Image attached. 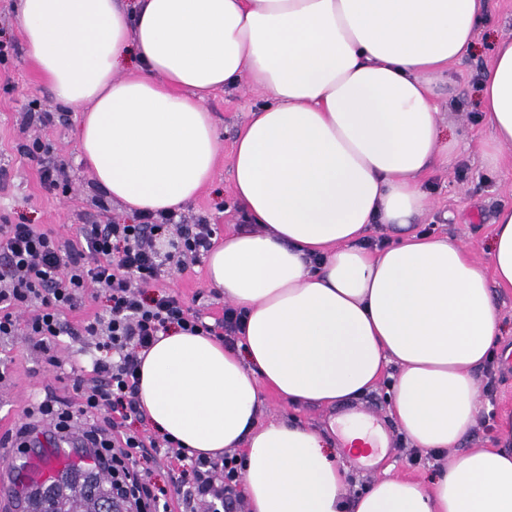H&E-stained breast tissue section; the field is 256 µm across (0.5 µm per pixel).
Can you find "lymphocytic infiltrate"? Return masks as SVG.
<instances>
[{
	"label": "lymphocytic infiltrate",
	"instance_id": "1",
	"mask_svg": "<svg viewBox=\"0 0 512 512\" xmlns=\"http://www.w3.org/2000/svg\"><path fill=\"white\" fill-rule=\"evenodd\" d=\"M169 231L176 239L163 258L155 241ZM214 234L206 220L186 224L172 213L144 214L134 224H87L78 241L64 244L31 224H0V340L22 333L44 351L50 340L78 336L98 352L89 376L74 381L78 405L49 395L26 410L12 441L17 453L27 452L44 426L61 440L77 428L95 466L108 475L113 496L130 512H169L173 493L181 495L188 512L200 503L204 512H224L226 495L242 479L236 456L190 460L166 436H146L130 426L146 417L138 396L139 355L158 337L177 327L231 344L241 329L243 312L228 306L221 320L209 323L157 286L165 267L182 270L207 253ZM99 297L106 301L101 313L76 328L65 321V312ZM146 455L187 467L165 488L138 468V458Z\"/></svg>",
	"mask_w": 512,
	"mask_h": 512
}]
</instances>
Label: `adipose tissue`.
I'll use <instances>...</instances> for the list:
<instances>
[{
    "mask_svg": "<svg viewBox=\"0 0 512 512\" xmlns=\"http://www.w3.org/2000/svg\"><path fill=\"white\" fill-rule=\"evenodd\" d=\"M486 0H17L29 57L80 113V161L126 211L167 213L209 183L219 154L205 96H264L231 157L234 195L261 232L225 237L208 278L246 312L241 339L175 330L144 356L139 397L193 456L242 450L249 512H512V413L496 447L457 451L481 404L479 367L512 291V207L493 219V278L457 244L409 231L421 178L447 162L435 79L468 53ZM133 76L121 77L126 64ZM512 145V39L480 84ZM397 241L368 250L371 225ZM320 257L312 265L311 257ZM414 447L450 455L431 486L377 479L346 498L319 431L260 425L264 389L299 405L355 399L382 378Z\"/></svg>",
    "mask_w": 512,
    "mask_h": 512,
    "instance_id": "obj_1",
    "label": "adipose tissue"
}]
</instances>
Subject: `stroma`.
I'll return each instance as SVG.
<instances>
[{"mask_svg": "<svg viewBox=\"0 0 512 512\" xmlns=\"http://www.w3.org/2000/svg\"><path fill=\"white\" fill-rule=\"evenodd\" d=\"M505 37L512 38V0H488L478 24L475 48L438 80L437 116L453 133L458 151L448 164L436 166L423 177L427 206L410 226L414 232L428 226L434 236L451 239L468 251L488 276L493 273L489 245L494 213L499 207L512 206V146L505 148V159L498 167L487 165L484 151L492 132L480 118L478 91L493 58V44ZM0 45L8 51L0 63V222L34 224L64 242L79 239L87 224L112 219L131 222V215L108 200L80 163L79 116L62 108L39 77L16 20L15 0H0ZM262 101L260 91L243 82L212 93L204 102L221 150L211 183L183 206L181 214L191 223L206 219L214 224L220 238L237 232L242 220L233 192L231 156L238 131ZM36 112L54 113L55 120L39 123L32 118ZM35 143L50 148L60 166V190H46L36 162L26 156V146ZM159 284L179 293L208 320L221 318L224 313V296L209 284L205 262L189 265L181 272L166 270ZM497 306L498 358L490 364L495 386L493 391H481L480 401L484 410L501 415L512 412V361L505 358L506 352L512 351V293H499ZM49 347L46 354L36 351L21 336L0 343V361L7 365V373L0 380V417L16 425L33 398L54 394L75 399L71 370L90 366L94 353L73 336L60 337ZM51 354L59 357L61 367L49 364ZM346 416L378 420L384 427L381 439L386 456L385 466L366 470L353 456L342 454L348 467L349 490L363 489L386 473L430 485L440 461L423 449L417 452V462L409 461L407 450L399 446L402 434L389 413L384 388L336 407L297 406L268 391L260 422L298 421L330 432L338 442L342 439L341 420Z\"/></svg>", "mask_w": 512, "mask_h": 512, "instance_id": "1", "label": "stroma"}]
</instances>
